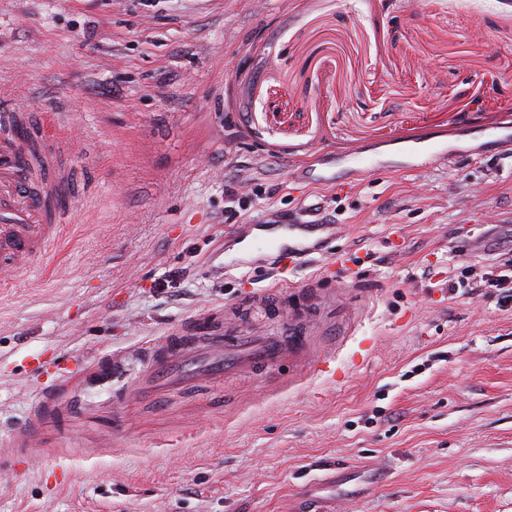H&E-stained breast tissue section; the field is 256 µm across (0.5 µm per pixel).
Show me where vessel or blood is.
<instances>
[{
    "mask_svg": "<svg viewBox=\"0 0 512 512\" xmlns=\"http://www.w3.org/2000/svg\"><path fill=\"white\" fill-rule=\"evenodd\" d=\"M18 142L0 135V259L9 260L16 271L32 258L43 257L50 245L63 235L62 219L70 213L68 205L46 211L32 199L30 171L21 162ZM447 148L421 144L411 148L407 165L418 168L424 162H444ZM262 236L249 238L247 247L264 266H285L315 254H324L325 240L336 236L334 224H269ZM286 355L283 345L273 342H240L238 348L224 352L225 364L266 365Z\"/></svg>",
    "mask_w": 512,
    "mask_h": 512,
    "instance_id": "b4317fda",
    "label": "vessel or blood"
}]
</instances>
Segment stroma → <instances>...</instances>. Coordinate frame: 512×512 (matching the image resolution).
<instances>
[{
  "label": "stroma",
  "mask_w": 512,
  "mask_h": 512,
  "mask_svg": "<svg viewBox=\"0 0 512 512\" xmlns=\"http://www.w3.org/2000/svg\"><path fill=\"white\" fill-rule=\"evenodd\" d=\"M2 106L77 190L0 285V512H512V0H0ZM274 213L341 231L218 275ZM429 140L430 139L414 141L415 144L421 145H417L410 149L405 168L415 169L423 166V164H426L427 162H448V147H440L438 144H424ZM422 158H424V160L420 162ZM237 349L224 346V367L231 364L249 366L267 365L287 355L286 348L273 342H248L242 340Z\"/></svg>",
  "instance_id": "35a3bbf8"
}]
</instances>
